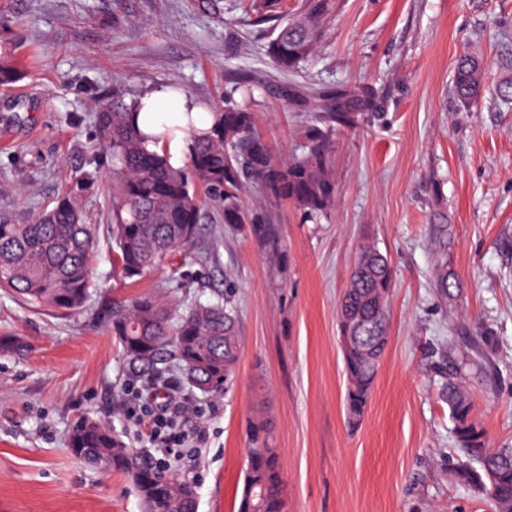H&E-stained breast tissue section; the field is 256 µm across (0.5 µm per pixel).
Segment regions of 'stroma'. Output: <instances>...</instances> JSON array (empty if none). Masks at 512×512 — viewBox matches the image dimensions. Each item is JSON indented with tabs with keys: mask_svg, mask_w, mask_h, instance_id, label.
Segmentation results:
<instances>
[{
	"mask_svg": "<svg viewBox=\"0 0 512 512\" xmlns=\"http://www.w3.org/2000/svg\"><path fill=\"white\" fill-rule=\"evenodd\" d=\"M248 0H0V218L30 223L74 180L90 223L109 224L112 161L99 114L156 84L223 107L239 78L275 160L288 161L306 123L303 86L373 89L378 109L334 136L335 202L318 224L287 201L265 203L261 241L239 224L218 243L184 296L232 285L245 342L234 383L201 396L169 379L149 392L96 316L100 299L161 286L194 253L137 283L112 270L100 233L92 294L72 313L33 307L0 290V512H142L124 474L84 464L74 421L106 422L137 454L147 425L134 401L201 411L203 443L161 462L193 483L198 512H237L249 425L263 416L280 454L288 512H491L453 474L454 423L433 354L454 348L470 367L471 418L490 445L512 448V112L498 108L496 62L512 53V0H335L318 47L296 77L268 53L273 27ZM491 63L483 98L460 108L455 59ZM450 225L452 295L436 288L432 227ZM393 270L389 344L362 423L345 422L338 308L363 242ZM490 337L476 353L477 337ZM141 390L133 399L132 390Z\"/></svg>",
	"mask_w": 512,
	"mask_h": 512,
	"instance_id": "35a3bbf8",
	"label": "stroma"
}]
</instances>
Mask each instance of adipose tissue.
<instances>
[{
    "label": "adipose tissue",
    "mask_w": 512,
    "mask_h": 512,
    "mask_svg": "<svg viewBox=\"0 0 512 512\" xmlns=\"http://www.w3.org/2000/svg\"><path fill=\"white\" fill-rule=\"evenodd\" d=\"M135 110L136 126L145 137L146 150H155L156 138L165 127L180 126V133L166 141L169 163L175 168L181 166L186 151L184 126L194 124L202 133L211 126V118L201 104L169 85H158L144 91L137 99Z\"/></svg>",
    "instance_id": "obj_1"
}]
</instances>
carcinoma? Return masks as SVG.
<instances>
[{"label":"carcinoma","instance_id":"cac0c4a2","mask_svg":"<svg viewBox=\"0 0 512 512\" xmlns=\"http://www.w3.org/2000/svg\"><path fill=\"white\" fill-rule=\"evenodd\" d=\"M333 8L332 0H302L299 11H278V0H250V11L262 21L275 20L276 36L268 53L276 68L290 75L305 68ZM484 57L462 51L455 62L454 96L460 106L475 104L482 95ZM495 94L512 111V72L504 75ZM313 104L296 152L288 163L277 162L246 105L227 102L214 110L212 127L191 137L188 164L175 169L165 147L144 149L133 122L132 108L114 102L99 116L102 147L112 157V216L106 231L112 242V264L120 276L135 281L169 266L181 251L197 249L196 263L209 261L207 225L215 215L225 224H248L263 240L269 234L261 204L247 208L242 195L256 187L267 200H286L316 222L327 216L336 197L333 137L336 127L353 128L362 114L376 108L375 95L365 89L326 96L314 85L305 88ZM82 181L65 187L52 209L30 224L0 218V289L37 306L77 311L91 295L89 262L99 226L86 222L76 202ZM188 272L165 287L131 299L102 300L98 317L109 326L124 359L136 372L160 378L177 370L189 387L202 395L220 394L238 370L244 343L237 312L230 299L216 294L205 300L183 301L179 293ZM392 288L388 258L363 246L357 256L339 312L340 334L358 337L343 355L347 387L344 409L348 426L360 424L371 399L380 360L387 348V312ZM436 370L440 391L455 421L458 451L454 474L492 501L495 512H512V448H492L470 421L471 401L462 380L467 363L453 359ZM70 446L83 461L136 473L134 486L144 512H193L195 486L160 473L126 447L112 427L90 417L72 426ZM497 476L484 484L480 471ZM287 501L277 449L268 444V425L252 422L251 448L237 512H286Z\"/></svg>","mask_w":512,"mask_h":512}]
</instances>
